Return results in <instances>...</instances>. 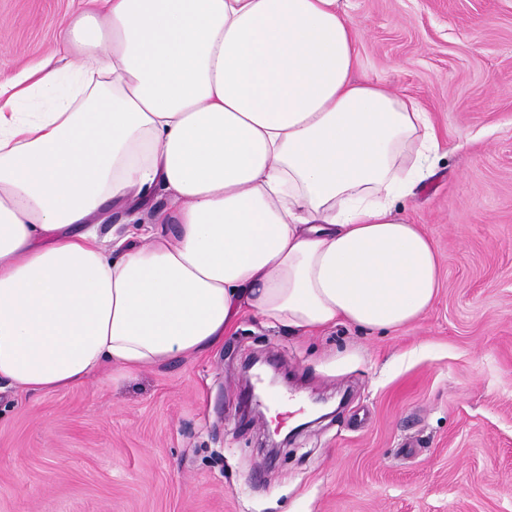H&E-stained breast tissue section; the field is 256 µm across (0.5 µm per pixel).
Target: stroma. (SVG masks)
I'll use <instances>...</instances> for the list:
<instances>
[{
    "mask_svg": "<svg viewBox=\"0 0 512 512\" xmlns=\"http://www.w3.org/2000/svg\"><path fill=\"white\" fill-rule=\"evenodd\" d=\"M74 0H0V85L61 45ZM358 77L430 112L433 174L399 202L440 288L412 325L311 335L247 316L219 346L33 397L0 392V512H512V0H344ZM346 394L275 453L293 412L246 413L241 371Z\"/></svg>",
    "mask_w": 512,
    "mask_h": 512,
    "instance_id": "stroma-1",
    "label": "stroma"
}]
</instances>
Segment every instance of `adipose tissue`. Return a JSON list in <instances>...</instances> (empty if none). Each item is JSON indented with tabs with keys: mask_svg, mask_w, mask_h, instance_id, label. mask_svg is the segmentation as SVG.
I'll return each mask as SVG.
<instances>
[{
	"mask_svg": "<svg viewBox=\"0 0 512 512\" xmlns=\"http://www.w3.org/2000/svg\"><path fill=\"white\" fill-rule=\"evenodd\" d=\"M82 56L0 90V382L31 395L219 345L251 315L410 326L437 251L397 202L440 142L356 76L340 0H81ZM170 196L141 243L111 203Z\"/></svg>",
	"mask_w": 512,
	"mask_h": 512,
	"instance_id": "obj_1",
	"label": "adipose tissue"
}]
</instances>
